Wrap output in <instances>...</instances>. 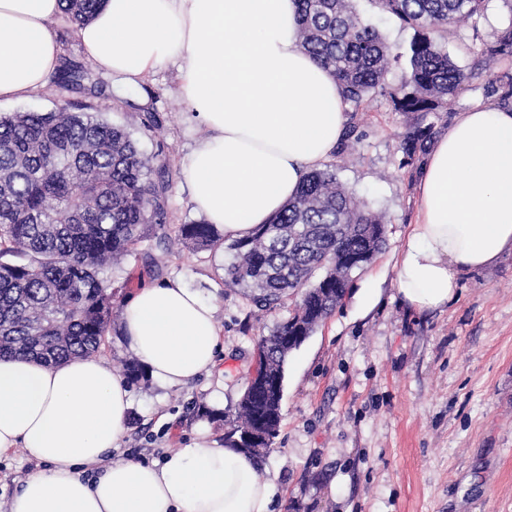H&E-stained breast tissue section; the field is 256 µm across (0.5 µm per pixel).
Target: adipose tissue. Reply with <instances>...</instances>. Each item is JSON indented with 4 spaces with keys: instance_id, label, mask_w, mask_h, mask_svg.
<instances>
[{
    "instance_id": "1",
    "label": "adipose tissue",
    "mask_w": 512,
    "mask_h": 512,
    "mask_svg": "<svg viewBox=\"0 0 512 512\" xmlns=\"http://www.w3.org/2000/svg\"><path fill=\"white\" fill-rule=\"evenodd\" d=\"M62 0H0V100L44 87L59 46L47 23ZM296 0H106L77 29L116 90L178 61L181 91L201 136L185 178L197 211L246 236L296 195L336 148L348 122L332 75L299 45ZM419 216L394 265L413 309L444 308L468 270L512 251V108L461 113L428 155ZM130 351L160 385L214 370L216 308L181 279L140 289L124 309ZM125 377L95 357L47 365L0 358V456L43 464L9 512H269L274 495L256 459L208 438L163 465L112 458L126 434ZM97 462L95 480L78 466Z\"/></svg>"
}]
</instances>
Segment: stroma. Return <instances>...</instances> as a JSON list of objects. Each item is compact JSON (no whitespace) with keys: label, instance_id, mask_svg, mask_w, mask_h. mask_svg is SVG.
I'll use <instances>...</instances> for the list:
<instances>
[{"label":"stroma","instance_id":"1","mask_svg":"<svg viewBox=\"0 0 512 512\" xmlns=\"http://www.w3.org/2000/svg\"><path fill=\"white\" fill-rule=\"evenodd\" d=\"M359 16L390 44L408 47L412 29L377 0H353ZM512 21L503 0H490L478 24H453L442 45L477 78L464 84L440 115L395 111L383 96L355 113L356 135L330 155L337 179L382 214L383 250L355 273L349 294L285 365L281 423L259 458L261 478L276 487L273 512H512V253L494 267L462 276L448 307L416 312L396 289L393 264L418 210V175L400 164L403 135L431 123L443 135L461 112L486 101L490 77L512 73V60L482 61L481 40ZM48 27L60 66H77L78 85L49 84L11 101L0 114L52 112L62 106L97 112L129 130L153 164H165L167 222L202 221L184 177L200 136L189 121L176 65L156 66L137 89L116 95L98 71L67 14ZM480 41H473V33ZM233 253L170 251L146 236L134 253L108 268L107 284L126 299L140 288L179 278L217 308L222 328L218 370L176 388L155 380L132 386L128 432L118 456L163 461L202 436L224 440V424L202 409L228 411L240 400L258 340L284 311L250 305L224 285ZM22 453L0 458V512L26 478L39 471Z\"/></svg>","mask_w":512,"mask_h":512}]
</instances>
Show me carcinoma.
Wrapping results in <instances>:
<instances>
[{"mask_svg":"<svg viewBox=\"0 0 512 512\" xmlns=\"http://www.w3.org/2000/svg\"><path fill=\"white\" fill-rule=\"evenodd\" d=\"M77 24L91 20L103 0H63ZM489 0H378L380 8L414 30L408 81L398 90L386 75L401 53L351 7V0H297L300 47L335 78L358 112L376 95L398 112L434 114L475 78L443 49L440 39L459 18L477 20ZM482 54L512 58V19ZM503 104L512 102V75L487 83ZM431 124H418L400 144L402 165L420 173L434 139ZM151 161L130 132L88 112H17L0 116V358L23 356L61 364L99 351L110 327L114 294L101 277L130 253L154 224L160 243L171 236ZM177 236L197 250L223 236L216 224H180ZM386 242L382 218L336 179L332 165L311 171L298 194L267 224L233 241L235 261L224 285L247 289L251 304L276 310L299 299L289 316L260 338L253 374L266 386L248 384L233 413L221 418L224 442L254 456L270 444L242 446L236 435L281 419L280 389L290 337L309 336L347 293L352 275ZM131 384L147 378L137 361L124 364Z\"/></svg>","mask_w":512,"mask_h":512,"instance_id":"carcinoma-1","label":"carcinoma"}]
</instances>
